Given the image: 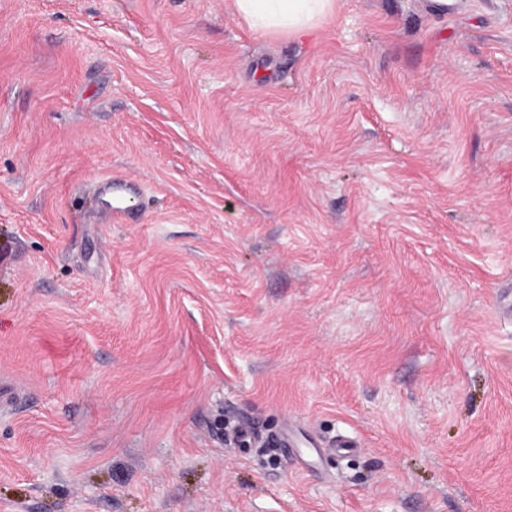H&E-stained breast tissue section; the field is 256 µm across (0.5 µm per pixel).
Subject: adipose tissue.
Returning <instances> with one entry per match:
<instances>
[{"mask_svg": "<svg viewBox=\"0 0 512 512\" xmlns=\"http://www.w3.org/2000/svg\"><path fill=\"white\" fill-rule=\"evenodd\" d=\"M234 15L260 34L314 35L336 0H231Z\"/></svg>", "mask_w": 512, "mask_h": 512, "instance_id": "adipose-tissue-1", "label": "adipose tissue"}]
</instances>
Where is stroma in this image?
<instances>
[{
    "label": "stroma",
    "mask_w": 512,
    "mask_h": 512,
    "mask_svg": "<svg viewBox=\"0 0 512 512\" xmlns=\"http://www.w3.org/2000/svg\"><path fill=\"white\" fill-rule=\"evenodd\" d=\"M511 299L512 0H0V512H512ZM337 0H231L233 14L260 34L312 36ZM93 188L109 207L112 220L122 219L132 210V205L129 204L131 195L134 193L131 182L107 178L95 180Z\"/></svg>",
    "instance_id": "1"
}]
</instances>
